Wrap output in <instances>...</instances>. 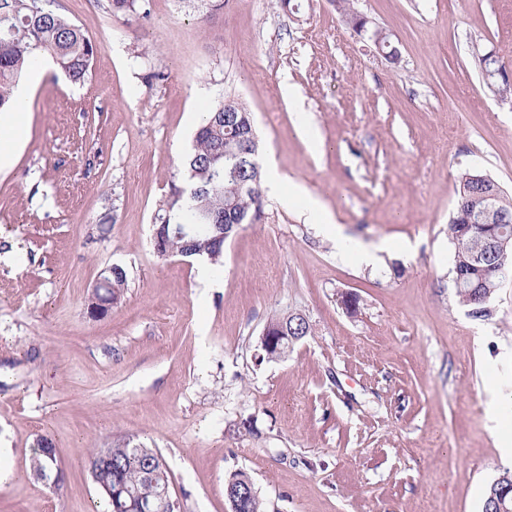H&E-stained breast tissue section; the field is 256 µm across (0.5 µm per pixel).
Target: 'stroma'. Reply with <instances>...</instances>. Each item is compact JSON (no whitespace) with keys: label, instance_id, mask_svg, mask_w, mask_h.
Segmentation results:
<instances>
[{"label":"stroma","instance_id":"35a3bbf8","mask_svg":"<svg viewBox=\"0 0 512 512\" xmlns=\"http://www.w3.org/2000/svg\"><path fill=\"white\" fill-rule=\"evenodd\" d=\"M291 2L153 0L135 20L107 0H55L95 54L81 84L55 67L23 76L27 136L0 171V512H104L86 453L129 440L161 455L177 512H230L238 471L264 512H482L512 471V420L490 408L512 413V277L473 316L448 234L464 171L512 196V100L473 55L512 69V0H354L395 63L331 0ZM223 95L253 113L284 192L305 188L337 230L308 221L303 199L266 197L208 288L201 258H159L150 236ZM340 233L390 249L368 267ZM115 265L124 296L91 317ZM289 311L310 334L262 359L263 330ZM42 436L63 483L32 470ZM341 3V9L344 13L352 14L357 11L353 8L350 0H339ZM336 9L342 14V19L345 25L357 35H366L373 44L382 51L384 57L390 61H397L399 59L400 51L397 46L391 48L388 53L382 50V46H389L391 44L390 35L387 32H383L378 26H374L373 22L363 14H352L346 15L341 12L338 1H331ZM107 269L100 273L99 279L94 286L92 291V295L90 301L88 303V313L90 316L94 318L103 317L109 313L112 309L110 308V304H117L123 297L124 291L127 285V273L124 268L116 265L114 274L112 275V290L109 291L108 294V304L103 300L100 296L99 288L107 286V281L105 280L104 273Z\"/></svg>","mask_w":512,"mask_h":512}]
</instances>
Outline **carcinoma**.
Listing matches in <instances>:
<instances>
[{
  "instance_id": "cac0c4a2",
  "label": "carcinoma",
  "mask_w": 512,
  "mask_h": 512,
  "mask_svg": "<svg viewBox=\"0 0 512 512\" xmlns=\"http://www.w3.org/2000/svg\"><path fill=\"white\" fill-rule=\"evenodd\" d=\"M114 14L146 19L151 13V0H108ZM51 0H0V112L11 108L13 92L24 73L35 64L33 52L47 53L58 68L74 83L88 77L94 55L91 40L74 22L49 7ZM224 98L207 109V116L197 130L190 152L181 164L185 179L171 181L168 196L161 202L153 222V230L163 241L159 256L191 257L207 244L204 253L214 265L220 264L224 242L234 225L255 223L262 219L261 166L255 151L247 147L254 124L246 107L235 102L234 121H224ZM237 156L239 164L233 176H216L215 169L225 166L227 155ZM472 173L462 174L453 214L467 210L466 194L472 190ZM498 229L512 239V196L498 190L494 199ZM233 218L225 219L224 208ZM171 224H193L195 236L182 238L169 228ZM448 232L455 246L452 274L469 275V284L457 289L459 301L473 314L485 316L487 302L499 288L505 274L512 275V249L507 255L490 257L498 263V271L477 275L473 256L483 245L481 235L472 224L449 221ZM127 285V273L118 266L112 275L108 303H118ZM52 441L42 436L33 449L32 467L40 475L53 469L54 458L43 448ZM105 479L120 489L128 512H135L139 501L163 502L170 497L169 477L161 456L151 448L128 442L112 449V470ZM237 512H263L262 502L251 478L244 472L233 474L226 486Z\"/></svg>"
}]
</instances>
